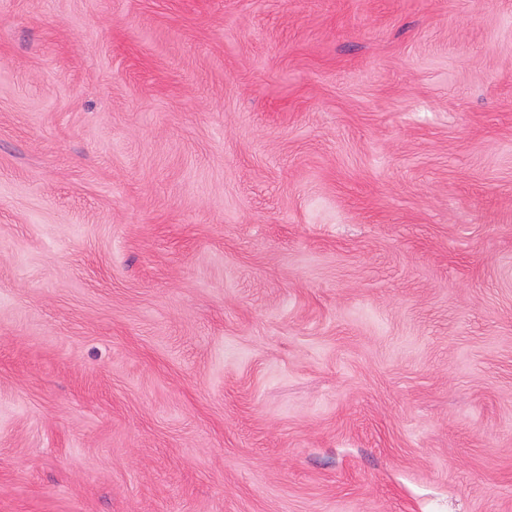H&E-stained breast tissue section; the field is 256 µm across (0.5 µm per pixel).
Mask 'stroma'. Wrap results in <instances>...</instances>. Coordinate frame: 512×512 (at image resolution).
Listing matches in <instances>:
<instances>
[{"mask_svg": "<svg viewBox=\"0 0 512 512\" xmlns=\"http://www.w3.org/2000/svg\"><path fill=\"white\" fill-rule=\"evenodd\" d=\"M0 512H512V0H0Z\"/></svg>", "mask_w": 512, "mask_h": 512, "instance_id": "stroma-1", "label": "stroma"}]
</instances>
